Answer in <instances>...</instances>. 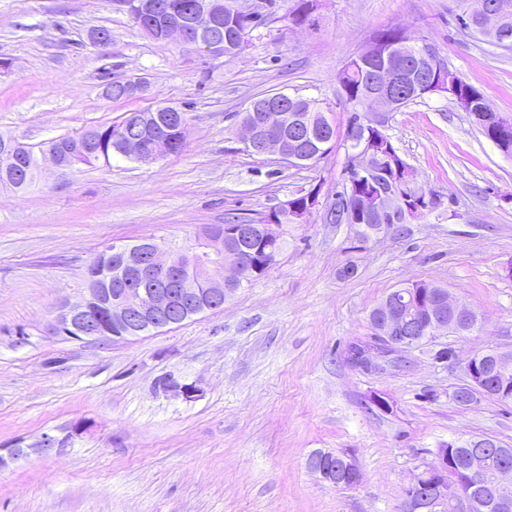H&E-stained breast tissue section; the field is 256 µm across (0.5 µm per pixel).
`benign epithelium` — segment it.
<instances>
[{
	"instance_id": "benign-epithelium-1",
	"label": "benign epithelium",
	"mask_w": 512,
	"mask_h": 512,
	"mask_svg": "<svg viewBox=\"0 0 512 512\" xmlns=\"http://www.w3.org/2000/svg\"><path fill=\"white\" fill-rule=\"evenodd\" d=\"M121 8L148 24L157 42L189 47L211 59L224 57L223 0H201L193 13L155 0H119ZM503 11L481 7L470 15L469 25L499 47L498 31ZM388 45L381 57L378 45L371 44L358 61L372 74L363 98V114L345 132V166L343 184L360 183L367 193L348 196L340 189L339 205L324 206L322 186L313 185L303 192L306 202L300 205L286 200L280 204L290 224H306L321 211L324 221L339 219L349 224L358 238L370 241L381 236L401 233L406 225L433 208L435 197L416 186L411 166L400 156L387 134V117L398 104L397 92L408 99H423L446 94L458 110L472 115L503 147L512 142V119L495 112L476 95L459 92L463 78L444 66L438 48L427 41L410 38L382 40ZM399 56L416 63L421 73L414 76L393 67L390 59ZM157 111L172 118L174 129L182 135L189 131L190 118L184 109L162 104ZM287 103L279 95L254 104L240 118L237 135L243 148L259 152L262 157L276 156L290 164H304L322 159L326 146L335 142L333 121L327 113L316 110L290 125L286 135H273L269 128L283 120ZM145 138H123L124 153L135 162L149 166L158 161L155 152L146 149ZM282 225L260 218L242 224H210L193 243L172 248L154 239H144L133 246L112 245L110 252L120 258L125 269L120 287L88 286L87 294L77 303L64 304L54 329H63L68 339L95 343L104 339L125 342L148 329L158 330L180 324L207 312L221 309L238 283L257 280L273 267L280 252L269 243L277 240ZM262 241L266 247L252 250L247 263L239 259V246L245 240ZM428 288L397 290L384 299L372 324V336L357 342L348 352V362L363 370H380L382 364L396 361V354L424 339L446 334L468 335L477 325L476 314L446 293L439 296L438 306L428 300ZM105 315L120 329L102 336L99 316ZM465 379L457 388L455 401L470 403L477 393L512 395V356L486 348L474 353L465 365ZM341 483L355 486L363 478L356 458L343 453ZM403 501L410 512H512V472L498 475L490 490L480 482L478 458L463 466L448 451L438 448L431 462L417 469L403 489Z\"/></svg>"
}]
</instances>
